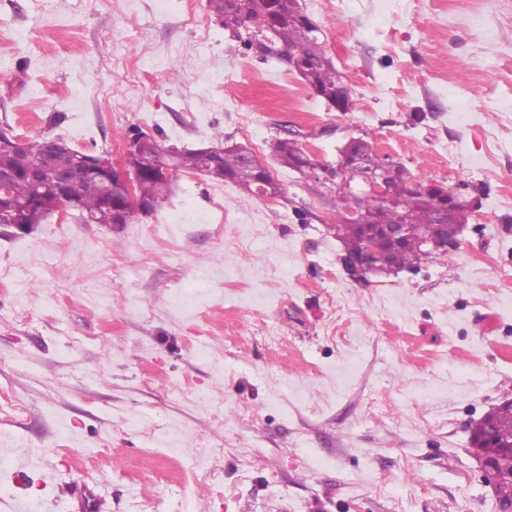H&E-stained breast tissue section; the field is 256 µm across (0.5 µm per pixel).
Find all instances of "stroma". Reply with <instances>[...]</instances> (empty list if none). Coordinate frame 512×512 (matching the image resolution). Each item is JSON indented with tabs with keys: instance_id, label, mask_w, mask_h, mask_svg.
<instances>
[{
	"instance_id": "obj_1",
	"label": "stroma",
	"mask_w": 512,
	"mask_h": 512,
	"mask_svg": "<svg viewBox=\"0 0 512 512\" xmlns=\"http://www.w3.org/2000/svg\"><path fill=\"white\" fill-rule=\"evenodd\" d=\"M356 107L207 0H0V127L117 153L247 145L129 224H0V512H496L471 427L512 398V0H302ZM319 163L352 137L473 206L459 248L352 279ZM224 193V221L210 196ZM273 152L281 165L300 172L304 176H311L316 182L320 181L318 168L322 165L316 163L306 152L298 146L297 140L287 137L276 138L271 144ZM71 500L75 503L78 512L101 511L100 498L89 486L73 487L67 490Z\"/></svg>"
}]
</instances>
